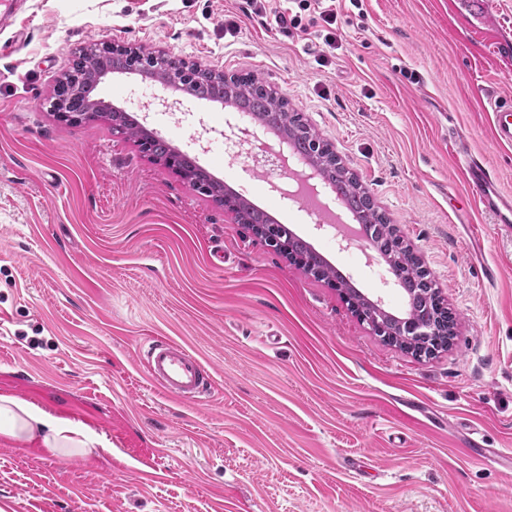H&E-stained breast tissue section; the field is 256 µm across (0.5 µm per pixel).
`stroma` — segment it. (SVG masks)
<instances>
[{
    "label": "stroma",
    "instance_id": "1",
    "mask_svg": "<svg viewBox=\"0 0 512 512\" xmlns=\"http://www.w3.org/2000/svg\"><path fill=\"white\" fill-rule=\"evenodd\" d=\"M242 0H20L0 30V395L85 422L111 452L59 457L0 435V512H512V225L477 210L456 132L512 194V146L484 107L512 91V0L467 26L456 0H333L336 46ZM239 30L224 31L225 16ZM113 39L288 99L431 272L454 320L418 357L376 335L344 291L272 251L98 120L48 101L77 49ZM222 181L247 183L386 310L397 289L341 252L265 176L224 151L227 109L109 74L130 110ZM180 100L185 120L158 98ZM172 339L210 371L195 403L140 354Z\"/></svg>",
    "mask_w": 512,
    "mask_h": 512
}]
</instances>
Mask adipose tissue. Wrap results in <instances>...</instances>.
Instances as JSON below:
<instances>
[{
	"instance_id": "obj_1",
	"label": "adipose tissue",
	"mask_w": 512,
	"mask_h": 512,
	"mask_svg": "<svg viewBox=\"0 0 512 512\" xmlns=\"http://www.w3.org/2000/svg\"><path fill=\"white\" fill-rule=\"evenodd\" d=\"M0 435L63 457L89 454L103 443L85 424L7 395H0Z\"/></svg>"
}]
</instances>
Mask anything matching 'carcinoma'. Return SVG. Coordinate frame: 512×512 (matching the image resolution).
I'll return each instance as SVG.
<instances>
[{"label": "carcinoma", "instance_id": "1", "mask_svg": "<svg viewBox=\"0 0 512 512\" xmlns=\"http://www.w3.org/2000/svg\"><path fill=\"white\" fill-rule=\"evenodd\" d=\"M129 63L137 66L140 59L136 56L128 63L115 62L110 58L102 57L93 46L80 49L71 70L61 78V81L67 84L68 90L65 96L59 99L56 110L84 117L94 109L96 118L110 126L113 125L112 112L92 103L90 91L99 82L103 69L122 71ZM229 88L231 99L240 106L250 108V113L255 120L271 124L278 130L288 133L293 145L301 152H306L308 137L315 136V133L307 128L298 113L289 111L288 103L279 100L275 92L268 89L261 80L250 74L235 76L231 79ZM189 90L194 94L200 93L220 98L225 96L224 82L213 78L203 70L195 73ZM119 124L129 132V137L132 139L139 141L152 139L154 158L164 160L171 153L168 143L152 132L138 127L126 118L121 119ZM313 163L319 167V173L351 207L360 223L365 225L373 247L384 256L389 270L400 281L407 296L410 323L418 328L431 327L435 330L434 335L418 336L415 341L432 346L435 344L444 346L446 337L443 336V332L448 330V324L453 322V319L438 306V297L430 272L424 269L421 260L403 245L385 215L377 210L368 192L353 175L338 164L335 166L324 164L320 155L313 160ZM181 175L192 187L199 190L205 189V193L216 203L224 204V197L228 192L224 184L213 180L209 173L186 160ZM231 198L237 207V215L241 223L252 225L271 223L263 212L253 208L242 197L233 194ZM276 235L288 238L289 253L306 259L304 268L310 274L333 281L344 289H352L346 277L312 250L305 240L293 235L281 224L278 225Z\"/></svg>", "mask_w": 512, "mask_h": 512}]
</instances>
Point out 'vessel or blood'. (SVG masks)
I'll return each mask as SVG.
<instances>
[{"instance_id": "obj_1", "label": "vessel or blood", "mask_w": 512, "mask_h": 512, "mask_svg": "<svg viewBox=\"0 0 512 512\" xmlns=\"http://www.w3.org/2000/svg\"><path fill=\"white\" fill-rule=\"evenodd\" d=\"M487 104L493 114L495 140L502 145H512V96L493 97ZM460 162L476 206L494 216L497 223L511 224L512 194L501 191L480 157L466 150ZM143 360L149 379L169 396L192 403L203 393L204 368L182 345L168 339L152 340L143 353Z\"/></svg>"}]
</instances>
